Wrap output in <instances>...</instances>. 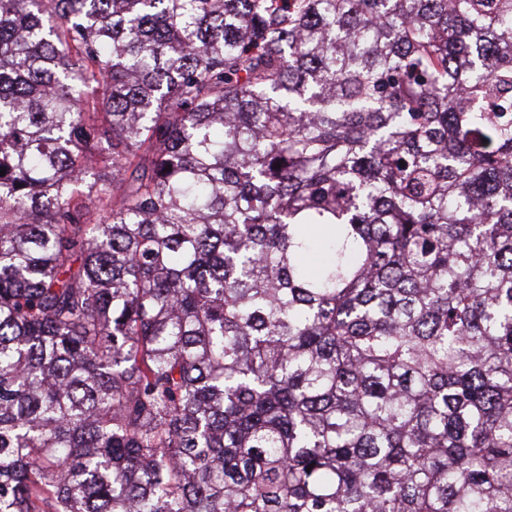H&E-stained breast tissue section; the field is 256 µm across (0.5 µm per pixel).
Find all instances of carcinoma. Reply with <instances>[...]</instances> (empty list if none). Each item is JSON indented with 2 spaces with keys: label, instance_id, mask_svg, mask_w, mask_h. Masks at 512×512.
I'll return each mask as SVG.
<instances>
[{
  "label": "carcinoma",
  "instance_id": "obj_1",
  "mask_svg": "<svg viewBox=\"0 0 512 512\" xmlns=\"http://www.w3.org/2000/svg\"><path fill=\"white\" fill-rule=\"evenodd\" d=\"M1 168L0 512H512V0H0Z\"/></svg>",
  "mask_w": 512,
  "mask_h": 512
}]
</instances>
